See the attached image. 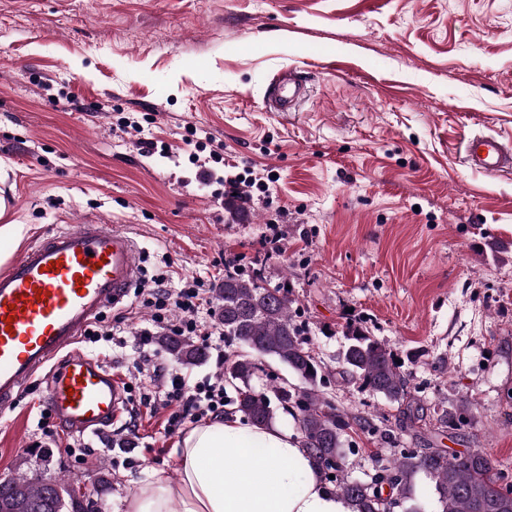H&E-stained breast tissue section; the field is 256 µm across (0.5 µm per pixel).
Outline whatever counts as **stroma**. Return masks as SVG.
<instances>
[{
    "instance_id": "stroma-1",
    "label": "stroma",
    "mask_w": 512,
    "mask_h": 512,
    "mask_svg": "<svg viewBox=\"0 0 512 512\" xmlns=\"http://www.w3.org/2000/svg\"><path fill=\"white\" fill-rule=\"evenodd\" d=\"M286 69L310 96L278 114L264 97ZM128 117L140 130L120 129ZM196 129L216 152L203 166ZM472 132L512 140V0H0V194L23 225L0 253L92 219L136 240L147 279L217 286L225 257L262 258L329 369L349 318L366 321L424 407L470 400L468 426L438 445L480 450L512 480V173L465 164ZM234 176L259 179L249 199ZM118 316L125 334L78 347L128 383L122 418L101 439L59 431L42 460L36 381L0 416V479L46 469L123 512L152 468L177 477L170 411L140 398L165 371L196 382L224 366L154 341L139 360L150 314L126 301L104 320ZM329 393L400 418L358 382Z\"/></svg>"
}]
</instances>
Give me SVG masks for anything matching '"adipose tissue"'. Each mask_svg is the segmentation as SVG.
I'll use <instances>...</instances> for the list:
<instances>
[{"instance_id":"adipose-tissue-1","label":"adipose tissue","mask_w":512,"mask_h":512,"mask_svg":"<svg viewBox=\"0 0 512 512\" xmlns=\"http://www.w3.org/2000/svg\"><path fill=\"white\" fill-rule=\"evenodd\" d=\"M175 460L177 478L153 469L125 499L124 512H352L296 435L237 414L193 426Z\"/></svg>"}]
</instances>
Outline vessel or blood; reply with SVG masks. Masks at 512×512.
Instances as JSON below:
<instances>
[{"mask_svg":"<svg viewBox=\"0 0 512 512\" xmlns=\"http://www.w3.org/2000/svg\"><path fill=\"white\" fill-rule=\"evenodd\" d=\"M308 95L307 84L286 70L265 101L270 111L294 112ZM463 144L470 168L488 175L512 170L511 142L472 134ZM139 280L135 240L90 221L30 242L1 268L0 412L41 375L57 424L74 434L108 433L125 411L124 386L111 367L76 344Z\"/></svg>","mask_w":512,"mask_h":512,"instance_id":"1","label":"vessel or blood"}]
</instances>
